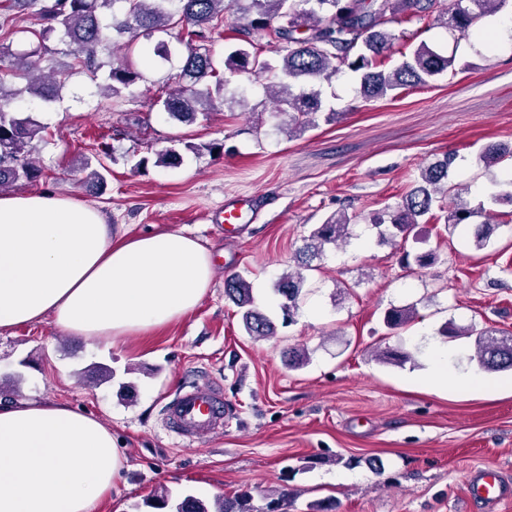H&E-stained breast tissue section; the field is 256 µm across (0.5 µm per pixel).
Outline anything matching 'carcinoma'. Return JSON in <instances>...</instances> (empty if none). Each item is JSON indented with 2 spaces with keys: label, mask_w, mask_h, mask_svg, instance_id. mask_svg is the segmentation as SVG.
Masks as SVG:
<instances>
[{
  "label": "carcinoma",
  "mask_w": 512,
  "mask_h": 512,
  "mask_svg": "<svg viewBox=\"0 0 512 512\" xmlns=\"http://www.w3.org/2000/svg\"><path fill=\"white\" fill-rule=\"evenodd\" d=\"M122 4L121 12L114 11ZM512 0H5L0 28L4 35L17 34L13 25L15 10L38 6L39 28L27 30L28 46L15 52L9 44H0V63L14 60L8 67L11 80L0 77V190L20 181L33 182L43 169L31 158L34 143L44 141V126L32 114L20 115L11 107L14 100L27 96L42 106L61 98L70 75L85 73L91 80H100L98 87L112 97H119L129 87L143 80L142 72L129 63L114 64L99 56L98 49L114 42V36L127 37L124 47L132 49L141 36L170 34L178 29L177 41L185 52L177 74L178 87L157 94L156 103L171 120L192 123L198 116L206 117L215 107V99H224L228 78L220 74L215 57L202 42L224 31V11L235 9L249 16L248 33L258 40L247 39L245 45L234 47L223 60V68L238 75L273 73L268 86L270 97L292 109L288 113V135L304 133L315 124V115L323 111L321 91L316 86L332 83L345 69L362 72L361 90L367 100L394 96L405 87L425 86L452 66L453 58L444 56L425 44L419 45L409 58L394 69L384 68L396 35L388 24L397 20H433L446 32L462 37H484L481 22L502 11ZM56 39L60 47L49 45ZM276 42L283 52L281 62L271 65L261 58L264 45ZM61 54L69 58L48 73L42 63ZM25 81L21 87L12 80ZM512 158L506 146H491L482 159L492 167ZM454 154L420 168V182L395 208H386L372 223L391 226L390 238L406 242L414 228L433 208H444L448 197L458 200L449 211L447 223L457 227L470 225L479 214L461 200L459 188L448 185V171ZM88 171V182L96 187L104 182L106 165L89 161L80 164ZM351 217L339 213L315 228L303 250L311 258L323 253L328 245H339L348 235ZM495 230L494 216L488 215L471 229L473 245L482 250L489 244ZM299 270L281 275L277 293L284 299L283 320L291 319L297 309L306 281L303 271L311 269L307 261L298 263ZM224 296L244 309L243 324L256 338L276 335V325L254 305L250 283L241 274L224 281ZM416 316L413 306L390 310L385 316L387 327H405ZM477 358L482 369L490 372L512 370V334L500 337L486 332L480 335ZM380 361L403 365L411 359L400 349L377 354ZM262 512H288L289 493L285 489L269 492ZM171 512H255L251 496L239 493L218 497L213 506L187 495Z\"/></svg>",
  "instance_id": "carcinoma-1"
}]
</instances>
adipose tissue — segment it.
Here are the masks:
<instances>
[{"mask_svg":"<svg viewBox=\"0 0 512 512\" xmlns=\"http://www.w3.org/2000/svg\"><path fill=\"white\" fill-rule=\"evenodd\" d=\"M211 254L181 232L127 236L49 193L0 194V330L52 320L108 343L194 310ZM125 465L109 427L70 405L0 401V512H94Z\"/></svg>","mask_w":512,"mask_h":512,"instance_id":"obj_1","label":"adipose tissue"}]
</instances>
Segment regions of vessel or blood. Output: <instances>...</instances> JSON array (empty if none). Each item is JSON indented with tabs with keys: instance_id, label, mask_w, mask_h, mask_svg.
<instances>
[{
	"instance_id": "vessel-or-blood-1",
	"label": "vessel or blood",
	"mask_w": 512,
	"mask_h": 512,
	"mask_svg": "<svg viewBox=\"0 0 512 512\" xmlns=\"http://www.w3.org/2000/svg\"><path fill=\"white\" fill-rule=\"evenodd\" d=\"M245 200L225 202L223 210L211 221L232 231L243 218ZM166 428L176 436L189 441L208 440L224 431V398L220 389L210 383L183 387L166 409ZM468 501L490 507L500 500L512 497V485L506 484L498 469L484 467L466 476Z\"/></svg>"
}]
</instances>
